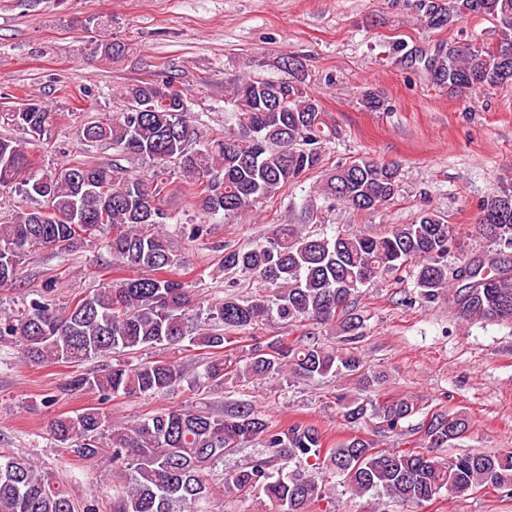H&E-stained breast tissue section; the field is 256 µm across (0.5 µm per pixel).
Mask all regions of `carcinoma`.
Wrapping results in <instances>:
<instances>
[{
	"mask_svg": "<svg viewBox=\"0 0 512 512\" xmlns=\"http://www.w3.org/2000/svg\"><path fill=\"white\" fill-rule=\"evenodd\" d=\"M417 15L430 29L442 30L464 17H488L499 26L496 46L451 41L429 59L438 88L456 94L486 90L512 82V0H417ZM288 61V91L281 82L245 79L226 98L234 125L224 136L199 147L196 116L175 76L138 81L123 87L124 108L103 122L83 125L86 143L108 141L123 158L147 159L148 177L114 163L112 169L68 162L40 171L19 145L0 138V191H13L44 202L48 214L34 207L20 210L13 222L0 224V290L17 287L24 256L42 249L73 251L104 225L113 259L139 271L86 293L64 307L52 299L48 283L12 315L0 317V344L18 347L24 362L80 366L91 359L127 356L100 370H77L67 392L155 397L181 386L183 374L167 360L133 361L147 348L184 340L209 351V360L193 387L221 386L243 379L305 381L352 377L363 388L382 383L383 375L354 352L341 353L318 339L294 345L274 337H251L243 353L227 350L232 332H246L278 319L286 324L310 321L355 345L365 335V317L353 308L360 286L378 275L412 268L419 299L432 301L448 280L453 241L447 221L433 210L412 224L394 226L382 235L339 232L305 234L297 224H277L269 236L244 246L225 245L224 274L256 283L264 295H227L210 302L195 334L188 315L200 307L199 294L168 276L177 265L164 228L170 215L161 197L168 168L178 170L181 193L204 217L248 213L263 199L279 195L289 184L319 167L322 144L335 128L323 120L320 101L306 89L303 64ZM0 117L42 140L55 115L29 99ZM396 166L356 159L328 173L317 197L366 212L390 201L397 190ZM479 227L500 254L512 251V190L504 189L480 205ZM453 305L464 322L512 323V276L498 261H464L455 272ZM336 410L350 429L367 422L387 434L418 436L413 448L385 449L360 433L327 448L322 432L306 422L279 427L261 410L239 402L222 412L180 405L151 414L132 425L112 422L99 407L61 414L49 423L52 438L84 460L108 451L113 464L112 512H207L218 496L264 495L271 512H306L325 497L326 472L356 496H385L403 506H418L446 493L466 496L482 489L512 497V451L463 453L443 459L435 450L452 445L470 431L461 413L433 410L417 427L403 423L419 412L405 398L342 394ZM260 456L225 473L222 484L209 478L216 463L248 443ZM0 512H77L57 479L30 460L0 453Z\"/></svg>",
	"mask_w": 512,
	"mask_h": 512,
	"instance_id": "carcinoma-1",
	"label": "carcinoma"
}]
</instances>
